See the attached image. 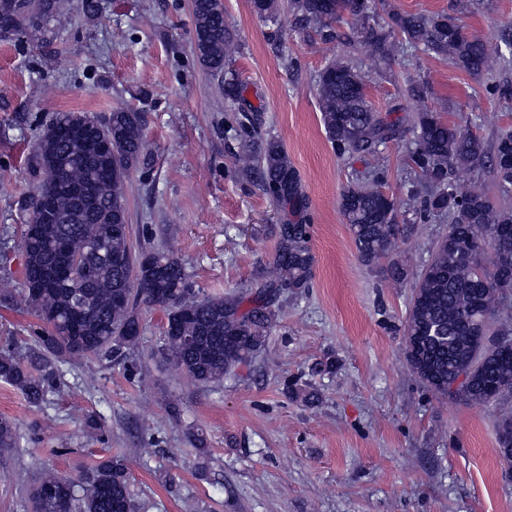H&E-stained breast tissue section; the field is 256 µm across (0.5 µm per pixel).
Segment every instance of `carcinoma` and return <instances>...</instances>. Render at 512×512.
<instances>
[{"instance_id":"1","label":"carcinoma","mask_w":512,"mask_h":512,"mask_svg":"<svg viewBox=\"0 0 512 512\" xmlns=\"http://www.w3.org/2000/svg\"><path fill=\"white\" fill-rule=\"evenodd\" d=\"M251 4L265 19L276 18L281 9L279 0ZM67 5L68 0H0V37L41 42L67 20ZM289 9L326 41L338 37L332 23L348 14L361 44L384 63L421 50L484 74L504 60L499 44L471 34L447 13H393L392 27L401 39L391 41L383 27L371 24L377 0H289ZM192 18L198 62L224 77L230 98H241V85L228 70L238 43L224 21L221 0H193ZM316 90L337 157H376L381 146L406 137V130L373 111L354 64H328ZM408 91L422 103L408 150L414 173L406 187L410 211L446 229L413 287L403 327L406 361L437 398L499 404L497 444L511 465L512 324L500 321L498 313L512 292V211L460 179L461 172L483 163V140L425 105L423 82L409 79ZM238 125L243 137L238 170L258 173L259 188L288 215L278 225L272 270L247 307L241 297L200 294L175 255L133 245L126 197L132 171L148 152L140 113L117 107L100 122L61 112L41 129L33 154L38 179L24 201L37 229H21L24 288L16 295L5 292L0 300L34 316L42 327L26 351L0 350V381L39 405L56 389L59 364L100 355L117 362L129 358L142 335V311L149 308L161 309L167 319L162 357L199 384L224 381L264 349L278 297L309 287L314 258L307 225L301 223L305 197L283 143L262 136L252 117L243 116ZM492 163L501 187L511 189V130L498 137ZM383 182L373 168L348 185L339 201L358 256L369 267L390 258L397 241L414 232L396 200L382 190ZM462 375L464 383L455 386ZM16 431L12 419L0 417V448L15 447ZM130 487L121 457L103 460L75 480L44 471L30 497L31 512H135Z\"/></svg>"}]
</instances>
